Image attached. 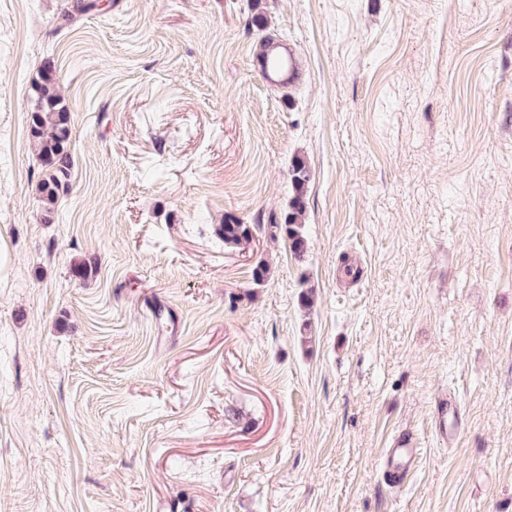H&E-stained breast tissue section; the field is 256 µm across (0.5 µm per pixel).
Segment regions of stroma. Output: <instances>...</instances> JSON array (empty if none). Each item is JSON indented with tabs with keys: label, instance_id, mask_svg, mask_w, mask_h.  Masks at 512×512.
Listing matches in <instances>:
<instances>
[{
	"label": "stroma",
	"instance_id": "stroma-1",
	"mask_svg": "<svg viewBox=\"0 0 512 512\" xmlns=\"http://www.w3.org/2000/svg\"><path fill=\"white\" fill-rule=\"evenodd\" d=\"M76 2L0 0V512H512V0ZM278 50L271 54L269 51ZM260 76L267 83L288 84L295 82L300 76V69L294 55L286 47L269 48L261 59ZM35 89L37 101L29 117V135L49 172L37 187L49 213L69 189L70 113L64 99L56 92L50 66L41 70ZM292 194L288 202V213L282 224L272 225L279 235L286 237L293 251L301 256L306 250V239L302 232L303 215L305 212L304 189L309 182L310 172L306 162L294 158L290 168ZM254 227L251 224H242L232 216L224 218V224L219 226V236L224 245L233 248L243 243H248L253 238ZM418 454V444L412 434L403 433L395 437L385 452L384 480L393 487L405 485Z\"/></svg>",
	"mask_w": 512,
	"mask_h": 512
}]
</instances>
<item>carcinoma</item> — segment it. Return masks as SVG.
<instances>
[{"label": "carcinoma", "mask_w": 512, "mask_h": 512, "mask_svg": "<svg viewBox=\"0 0 512 512\" xmlns=\"http://www.w3.org/2000/svg\"><path fill=\"white\" fill-rule=\"evenodd\" d=\"M35 89L37 101L29 117V135L33 147L48 170L46 177L38 184V192L50 212L60 196L69 189L70 113L64 99L56 92L51 68L41 70ZM290 176L292 194L288 202V213L283 223L274 224L272 228L287 238L293 251L301 255L306 250V239L302 232L304 189L310 178L306 162L300 158L293 159ZM253 230V225L243 224L232 216H226L224 224L219 226V236L225 246L233 248L250 242Z\"/></svg>", "instance_id": "carcinoma-1"}]
</instances>
